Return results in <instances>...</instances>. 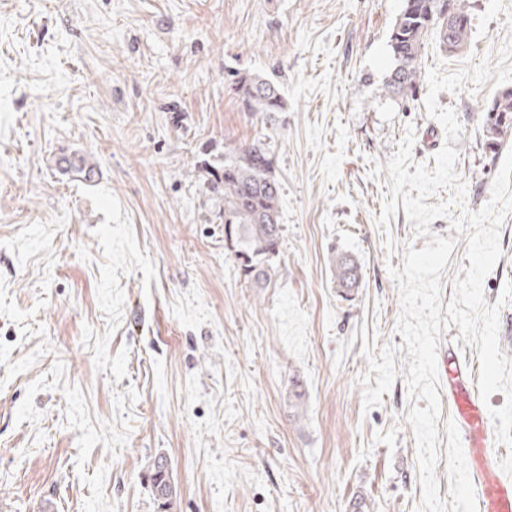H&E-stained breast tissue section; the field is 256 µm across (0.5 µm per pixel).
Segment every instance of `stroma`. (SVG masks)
Masks as SVG:
<instances>
[{"label": "stroma", "instance_id": "stroma-1", "mask_svg": "<svg viewBox=\"0 0 512 512\" xmlns=\"http://www.w3.org/2000/svg\"><path fill=\"white\" fill-rule=\"evenodd\" d=\"M403 0H0V512H418L407 348L378 225L389 157L444 144L427 81L382 86ZM505 15L423 67L498 61ZM258 73L287 104L279 274L249 288L207 186L224 144L263 131L230 87ZM498 88L440 92L462 126L466 206L505 156L485 148ZM485 278L512 320V214ZM363 286L337 292L334 251ZM300 381L302 398L293 395ZM176 494L157 499L155 458Z\"/></svg>", "mask_w": 512, "mask_h": 512}]
</instances>
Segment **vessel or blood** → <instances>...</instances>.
Returning <instances> with one entry per match:
<instances>
[{
	"label": "vessel or blood",
	"mask_w": 512,
	"mask_h": 512,
	"mask_svg": "<svg viewBox=\"0 0 512 512\" xmlns=\"http://www.w3.org/2000/svg\"><path fill=\"white\" fill-rule=\"evenodd\" d=\"M437 366L440 390L460 433L478 512H512V477L501 473L495 458V438L473 365L448 342L439 348Z\"/></svg>",
	"instance_id": "1"
}]
</instances>
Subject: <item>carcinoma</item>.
<instances>
[{
  "label": "carcinoma",
  "mask_w": 512,
  "mask_h": 512,
  "mask_svg": "<svg viewBox=\"0 0 512 512\" xmlns=\"http://www.w3.org/2000/svg\"><path fill=\"white\" fill-rule=\"evenodd\" d=\"M450 12L453 23L445 21ZM449 54L466 49L470 36V17L463 0H404V8L389 37L395 66L384 84L393 95L413 92L421 79V55L428 36ZM234 94L258 122L275 126L284 111L285 100L273 81L260 75H234ZM483 130L487 151L497 152L512 139V89L502 90L483 109ZM224 199V241L236 261L239 276L251 288H265L276 274V258L283 239L280 222L281 183L275 171L271 137L251 143L224 144V173L211 183ZM336 287L353 291L362 286L361 263L345 252L331 259ZM153 494L169 500L176 493L166 461L154 460L151 466Z\"/></svg>",
  "instance_id": "obj_1"
}]
</instances>
